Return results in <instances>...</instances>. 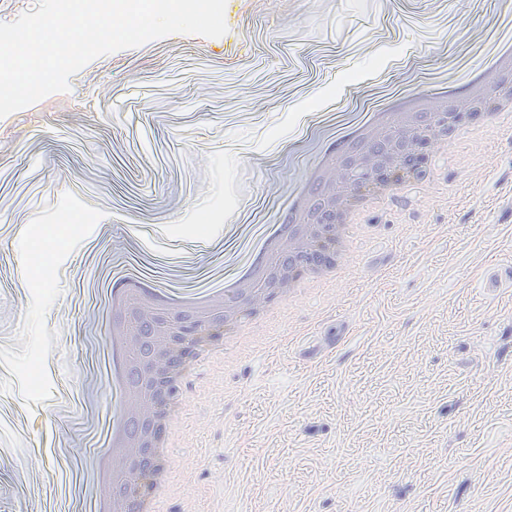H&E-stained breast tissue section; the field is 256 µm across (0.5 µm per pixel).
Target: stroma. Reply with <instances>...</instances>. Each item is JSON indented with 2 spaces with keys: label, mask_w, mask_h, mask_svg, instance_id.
<instances>
[{
  "label": "stroma",
  "mask_w": 512,
  "mask_h": 512,
  "mask_svg": "<svg viewBox=\"0 0 512 512\" xmlns=\"http://www.w3.org/2000/svg\"><path fill=\"white\" fill-rule=\"evenodd\" d=\"M0 118V512H97L114 273L249 261L337 127L495 77L503 0H230ZM354 260L201 359L158 512H512V115L460 124ZM74 221L58 223L60 213Z\"/></svg>",
  "instance_id": "obj_1"
}]
</instances>
